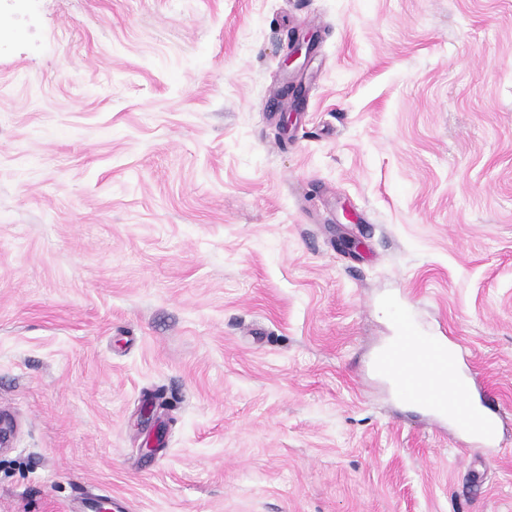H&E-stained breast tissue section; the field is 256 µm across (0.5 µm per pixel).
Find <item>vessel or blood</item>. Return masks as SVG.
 <instances>
[{"instance_id":"b4317fda","label":"vessel or blood","mask_w":512,"mask_h":512,"mask_svg":"<svg viewBox=\"0 0 512 512\" xmlns=\"http://www.w3.org/2000/svg\"><path fill=\"white\" fill-rule=\"evenodd\" d=\"M375 366L414 405L451 422L474 446H495L498 412L488 399H475L476 376L462 371L447 342L421 335L407 315H400L397 334L381 347Z\"/></svg>"}]
</instances>
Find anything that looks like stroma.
Segmentation results:
<instances>
[{"mask_svg": "<svg viewBox=\"0 0 512 512\" xmlns=\"http://www.w3.org/2000/svg\"><path fill=\"white\" fill-rule=\"evenodd\" d=\"M15 27L0 512H512V0L5 2ZM399 310L478 373L498 447L375 375Z\"/></svg>", "mask_w": 512, "mask_h": 512, "instance_id": "35a3bbf8", "label": "stroma"}]
</instances>
